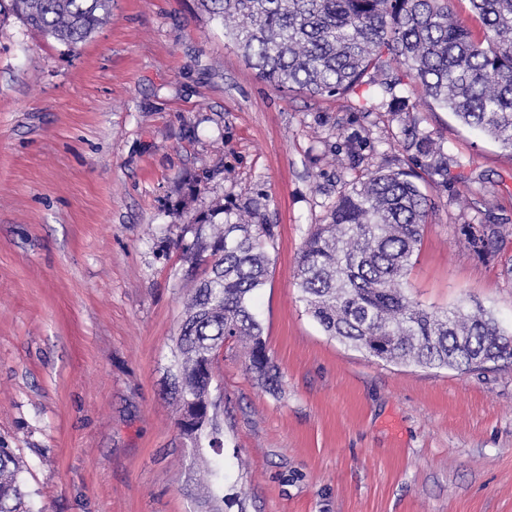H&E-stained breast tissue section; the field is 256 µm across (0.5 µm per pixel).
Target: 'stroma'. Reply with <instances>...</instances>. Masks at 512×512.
I'll list each match as a JSON object with an SVG mask.
<instances>
[{
	"label": "stroma",
	"mask_w": 512,
	"mask_h": 512,
	"mask_svg": "<svg viewBox=\"0 0 512 512\" xmlns=\"http://www.w3.org/2000/svg\"><path fill=\"white\" fill-rule=\"evenodd\" d=\"M390 73V95L276 89L197 0H114L72 51L0 15V445L27 467L33 512H198L167 389L196 283L176 242L218 204L276 227L257 305L280 374L269 389L231 342L215 366L224 512H512V363L370 359L299 300L310 226L348 184L414 168L427 134L450 173L419 181L429 210L406 292L482 307L512 334V151L405 65ZM485 225L507 238L471 247Z\"/></svg>",
	"instance_id": "1"
}]
</instances>
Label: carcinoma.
<instances>
[{
    "label": "carcinoma",
    "instance_id": "obj_1",
    "mask_svg": "<svg viewBox=\"0 0 512 512\" xmlns=\"http://www.w3.org/2000/svg\"><path fill=\"white\" fill-rule=\"evenodd\" d=\"M261 79L280 89L341 95L366 84L391 91L387 67L407 66L414 82L512 151V0H469L485 27L477 40L448 0H199ZM112 0H10L8 11L72 50L102 23ZM432 176L448 178V154L429 135L415 138ZM405 170H378L339 196L324 224L308 230L296 269L300 301L326 335L390 363L470 370L512 362V336L482 309L430 310L409 298L404 279L419 251L428 198ZM219 205L192 218L193 240L177 242L200 277L174 347L170 389L180 435L192 451L190 479L205 490L202 512H223L224 476L207 465L221 455L224 427L212 394L215 352L246 349L245 368L277 381L255 306L275 249L274 226L253 212L218 224ZM22 465L0 445V512H30Z\"/></svg>",
    "mask_w": 512,
    "mask_h": 512
}]
</instances>
